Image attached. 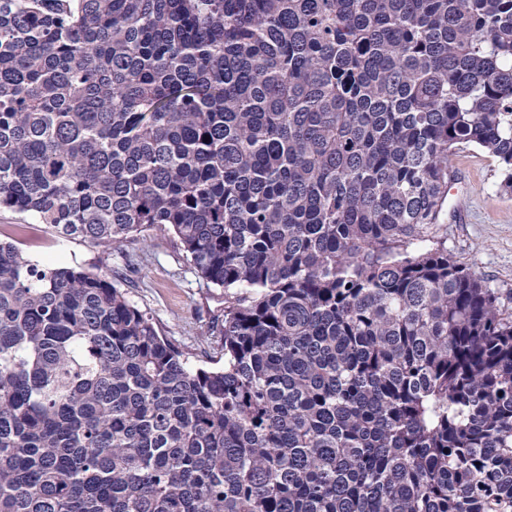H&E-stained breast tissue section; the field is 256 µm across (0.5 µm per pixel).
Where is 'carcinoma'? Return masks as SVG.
<instances>
[{"instance_id":"carcinoma-1","label":"carcinoma","mask_w":512,"mask_h":512,"mask_svg":"<svg viewBox=\"0 0 512 512\" xmlns=\"http://www.w3.org/2000/svg\"><path fill=\"white\" fill-rule=\"evenodd\" d=\"M512 0H0V209L224 289L196 366L112 271L0 241V512H512ZM451 167L457 194L449 191L446 205L448 253L505 298L512 292V193L501 190L497 162L484 151L459 150Z\"/></svg>"}]
</instances>
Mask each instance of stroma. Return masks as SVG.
Returning <instances> with one entry per match:
<instances>
[{"label": "stroma", "mask_w": 512, "mask_h": 512, "mask_svg": "<svg viewBox=\"0 0 512 512\" xmlns=\"http://www.w3.org/2000/svg\"><path fill=\"white\" fill-rule=\"evenodd\" d=\"M454 192L446 205L448 251L501 294L512 293V193L501 190L494 158L465 148L452 161ZM0 239L26 256L120 275L128 299L152 316L160 333L191 355L193 364L223 360L224 291L199 280L178 237L151 230L124 249L102 251L63 241L31 215L0 211Z\"/></svg>", "instance_id": "stroma-1"}]
</instances>
